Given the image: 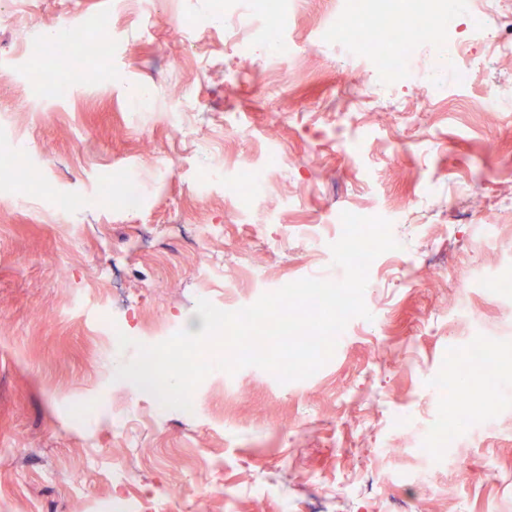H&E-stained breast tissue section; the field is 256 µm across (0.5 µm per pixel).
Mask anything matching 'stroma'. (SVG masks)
Instances as JSON below:
<instances>
[{"label":"stroma","instance_id":"35a3bbf8","mask_svg":"<svg viewBox=\"0 0 512 512\" xmlns=\"http://www.w3.org/2000/svg\"><path fill=\"white\" fill-rule=\"evenodd\" d=\"M223 6L154 0L146 22L133 2L35 0L15 24L0 0V512H94L117 493L104 464L126 470L128 494L152 512H191L199 491L208 512H512V364L497 368L503 402L472 412L470 431L453 433L440 407L470 340L512 350V296L474 291L472 320L456 315L464 283L512 273V112L485 105L489 92L512 94V53L495 45L512 36V0H498L483 36L457 18L451 34L476 70L432 101L418 77L441 47L414 40L408 81L355 100L370 64L321 38L327 4L307 0L281 31L296 50L283 90L256 76L269 48L238 64L223 28L191 31ZM69 26L98 27L107 50L58 72L72 94L49 102L27 73L41 32ZM230 113L240 131L216 150L184 132ZM271 129L288 163L238 214L223 182L201 185L199 173L261 160ZM22 164L39 190L11 178ZM128 180L144 199L136 212L115 192ZM354 208L389 214L407 242L377 257L370 318L348 322L313 376L283 385L248 366L204 380L189 411L116 379L100 308L157 344L164 325L194 326L199 295L221 309L252 295L201 273L252 239L269 286L343 279L308 238L332 242ZM212 224L223 234L195 242ZM487 224L500 227L491 244ZM78 405L95 420L73 418ZM430 428L447 443L421 447L415 433Z\"/></svg>","mask_w":512,"mask_h":512}]
</instances>
